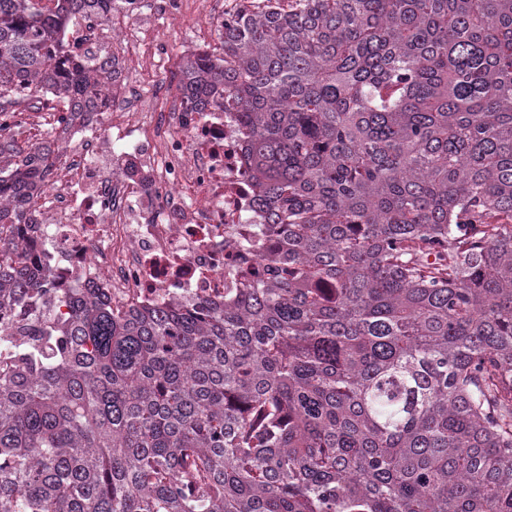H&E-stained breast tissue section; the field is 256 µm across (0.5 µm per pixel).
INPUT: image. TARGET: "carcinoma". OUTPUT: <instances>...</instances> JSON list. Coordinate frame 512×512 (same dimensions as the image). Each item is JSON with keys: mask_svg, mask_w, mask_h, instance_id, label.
Listing matches in <instances>:
<instances>
[{"mask_svg": "<svg viewBox=\"0 0 512 512\" xmlns=\"http://www.w3.org/2000/svg\"><path fill=\"white\" fill-rule=\"evenodd\" d=\"M0 0V118L88 108ZM183 90L244 114L275 239L224 307L121 311L0 245V512H512V0H242ZM0 133V240L50 147Z\"/></svg>", "mask_w": 512, "mask_h": 512, "instance_id": "cac0c4a2", "label": "carcinoma"}]
</instances>
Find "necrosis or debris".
Wrapping results in <instances>:
<instances>
[{
    "label": "necrosis or debris",
    "instance_id": "obj_1",
    "mask_svg": "<svg viewBox=\"0 0 512 512\" xmlns=\"http://www.w3.org/2000/svg\"><path fill=\"white\" fill-rule=\"evenodd\" d=\"M187 21L214 32L224 15L210 0H117L87 27L59 32L72 56L96 51L97 97L54 127L52 178L15 237L20 259L49 273L61 296L54 318L67 316L62 298L74 288L98 289L124 311L220 307L226 289L262 268L252 238L268 213L257 206L240 113L220 93L197 108L168 84L178 62L207 49L189 36L171 57L158 27ZM134 76L146 85L138 98Z\"/></svg>",
    "mask_w": 512,
    "mask_h": 512
}]
</instances>
